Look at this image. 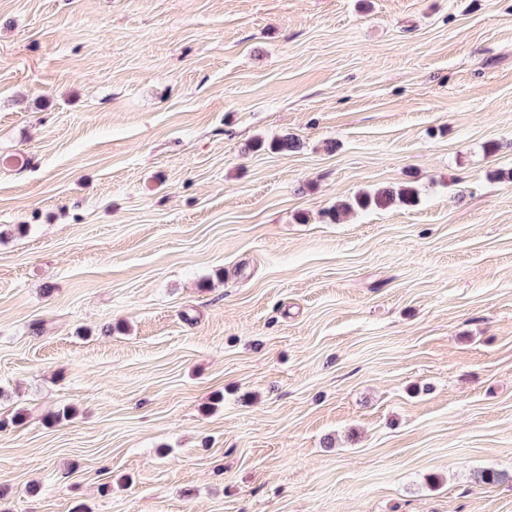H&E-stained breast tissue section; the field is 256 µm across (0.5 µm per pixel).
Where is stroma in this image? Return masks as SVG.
<instances>
[{"instance_id":"stroma-1","label":"stroma","mask_w":512,"mask_h":512,"mask_svg":"<svg viewBox=\"0 0 512 512\" xmlns=\"http://www.w3.org/2000/svg\"><path fill=\"white\" fill-rule=\"evenodd\" d=\"M511 171L512 0H0V512H512ZM417 194V190L411 185H401L398 188H381L372 193H360L354 196L350 202L338 205L327 215L332 223H337L341 213L345 210L352 208L361 210L386 209L396 204L411 205L416 202Z\"/></svg>"}]
</instances>
